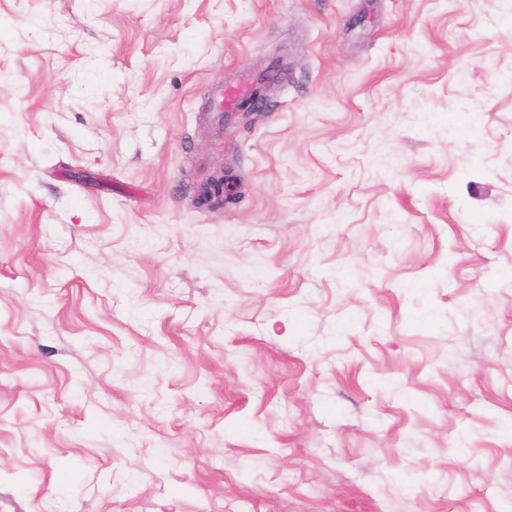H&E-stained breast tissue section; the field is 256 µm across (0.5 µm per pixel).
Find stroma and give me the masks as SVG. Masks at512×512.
<instances>
[{
    "instance_id": "obj_1",
    "label": "stroma",
    "mask_w": 512,
    "mask_h": 512,
    "mask_svg": "<svg viewBox=\"0 0 512 512\" xmlns=\"http://www.w3.org/2000/svg\"><path fill=\"white\" fill-rule=\"evenodd\" d=\"M511 507L512 0H0V512ZM213 96L219 104L218 112H229L247 98V91L242 88L218 87L213 91Z\"/></svg>"
}]
</instances>
